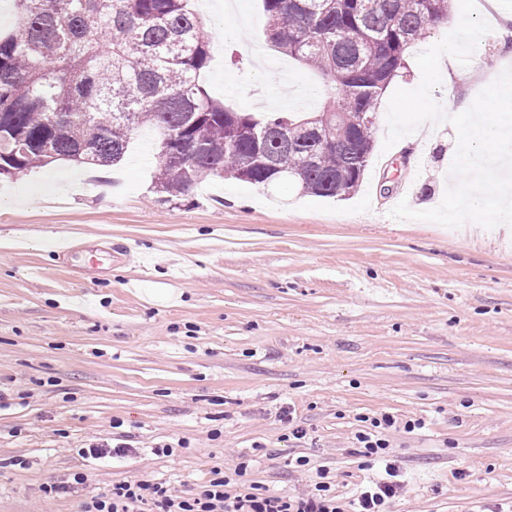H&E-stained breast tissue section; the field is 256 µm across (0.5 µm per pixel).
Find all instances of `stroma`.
<instances>
[{"instance_id": "1", "label": "stroma", "mask_w": 512, "mask_h": 512, "mask_svg": "<svg viewBox=\"0 0 512 512\" xmlns=\"http://www.w3.org/2000/svg\"><path fill=\"white\" fill-rule=\"evenodd\" d=\"M201 18L225 105L260 115L321 88L267 42L262 0H203ZM479 53L483 69L434 98L467 109L512 67L505 40ZM386 113L344 198L213 178L158 202L147 128L112 168L0 180V512H78L141 479L187 496L241 462L275 495L327 469L347 503L381 471L354 448L385 412L425 422L390 436L409 488L390 512L512 506V234L391 218L442 201L457 135L442 124L387 149ZM65 240L156 260L102 271L61 261ZM102 442L129 452L84 455ZM76 472L75 492L44 495Z\"/></svg>"}]
</instances>
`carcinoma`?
Returning a JSON list of instances; mask_svg holds the SVG:
<instances>
[{"label":"carcinoma","instance_id":"obj_1","mask_svg":"<svg viewBox=\"0 0 512 512\" xmlns=\"http://www.w3.org/2000/svg\"><path fill=\"white\" fill-rule=\"evenodd\" d=\"M270 42L324 79L313 115L238 112L202 80L211 53L189 0H13L0 32V178L54 160L114 167L142 128L159 136L156 191L202 180L346 197L373 150L372 118L408 48L450 0H262Z\"/></svg>","mask_w":512,"mask_h":512}]
</instances>
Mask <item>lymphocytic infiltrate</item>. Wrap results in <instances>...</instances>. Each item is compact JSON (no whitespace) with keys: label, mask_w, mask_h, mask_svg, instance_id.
I'll list each match as a JSON object with an SVG mask.
<instances>
[{"label":"lymphocytic infiltrate","mask_w":512,"mask_h":512,"mask_svg":"<svg viewBox=\"0 0 512 512\" xmlns=\"http://www.w3.org/2000/svg\"><path fill=\"white\" fill-rule=\"evenodd\" d=\"M420 418L398 421L384 413L372 418L367 430L356 436V455L384 466V477L361 489L352 505L332 493L326 470H317L311 489L298 496L261 493L258 485L245 483L244 465L201 485L190 496H179L160 482L138 481L113 485L110 493L84 503L82 512H388L390 504L405 491L400 470L389 457L390 430L413 432L423 428Z\"/></svg>","instance_id":"obj_1"}]
</instances>
